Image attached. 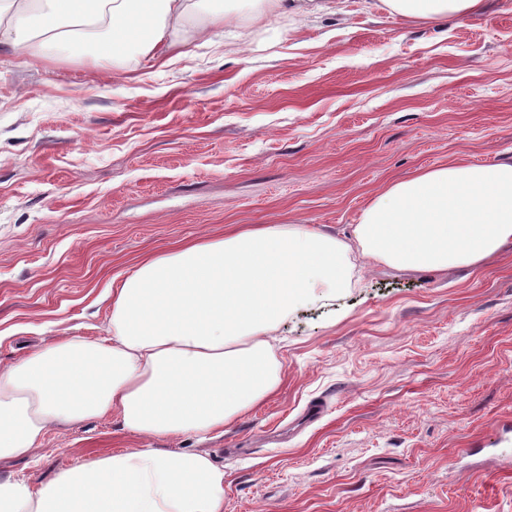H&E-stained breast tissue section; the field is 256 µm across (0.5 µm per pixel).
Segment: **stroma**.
<instances>
[{
    "label": "stroma",
    "mask_w": 512,
    "mask_h": 512,
    "mask_svg": "<svg viewBox=\"0 0 512 512\" xmlns=\"http://www.w3.org/2000/svg\"><path fill=\"white\" fill-rule=\"evenodd\" d=\"M215 4L210 40L109 75L0 54V365L104 336L113 281L150 253L258 224L342 237L393 182L512 161V0L435 21ZM353 262L275 330L281 386L223 431L89 420L0 478L157 447L208 455L224 512H512V248L446 272Z\"/></svg>",
    "instance_id": "obj_1"
}]
</instances>
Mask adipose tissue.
<instances>
[{
	"instance_id": "1",
	"label": "adipose tissue",
	"mask_w": 512,
	"mask_h": 512,
	"mask_svg": "<svg viewBox=\"0 0 512 512\" xmlns=\"http://www.w3.org/2000/svg\"><path fill=\"white\" fill-rule=\"evenodd\" d=\"M209 0H0V47L140 61L223 25ZM409 16L465 15L482 0H384ZM512 244V161L444 166L390 185L339 238L260 224L143 261L112 291L107 334L46 342L0 367V460L50 427L115 417L145 438L223 429L282 382L270 334L292 306L350 287L353 255L395 270L476 267ZM0 512H224L204 455L133 448L39 485L0 479Z\"/></svg>"
}]
</instances>
